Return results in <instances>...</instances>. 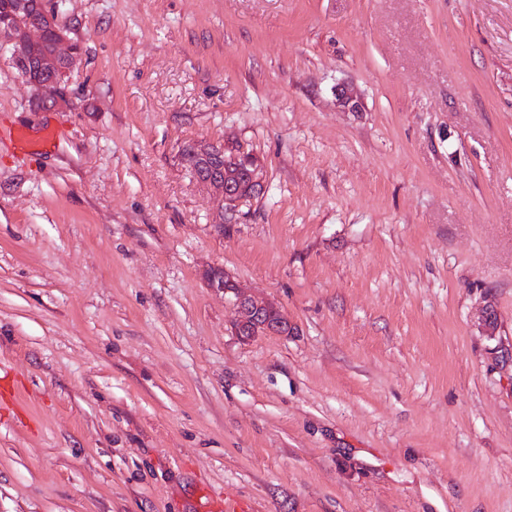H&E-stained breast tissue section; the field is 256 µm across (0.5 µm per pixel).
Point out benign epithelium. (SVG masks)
Wrapping results in <instances>:
<instances>
[{"instance_id":"7a95c632","label":"benign epithelium","mask_w":512,"mask_h":512,"mask_svg":"<svg viewBox=\"0 0 512 512\" xmlns=\"http://www.w3.org/2000/svg\"><path fill=\"white\" fill-rule=\"evenodd\" d=\"M38 13H29L28 0H16L15 10L0 18V45L8 48L13 58L23 57L28 49L42 41L49 30L55 34L51 53L43 59V66L62 65L58 84L51 89L26 75L34 90L33 104L40 107L42 100L50 99L52 104L61 109L71 105L68 86L71 72L81 48L63 27L58 19L59 7L63 0H38ZM337 104L349 112L360 110L361 101L354 90L339 88ZM186 149L196 154L205 162H220L222 175L193 173V178L204 188L221 197L227 209L236 207L241 200L254 195L261 187V173L253 157L240 150H229V145L217 147L203 142H193ZM207 287L215 293L232 297L237 308L238 318L232 326V333L243 340H249L260 334L286 336L293 331L279 306L272 300L257 297L246 291L224 269L211 267L204 272Z\"/></svg>"}]
</instances>
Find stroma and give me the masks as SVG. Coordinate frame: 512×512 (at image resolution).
Masks as SVG:
<instances>
[{
	"instance_id": "obj_1",
	"label": "stroma",
	"mask_w": 512,
	"mask_h": 512,
	"mask_svg": "<svg viewBox=\"0 0 512 512\" xmlns=\"http://www.w3.org/2000/svg\"><path fill=\"white\" fill-rule=\"evenodd\" d=\"M59 21L67 110L0 50V130L61 133L0 139V512H512V0ZM193 141L261 192L225 210ZM212 266L293 332L233 335ZM231 147L227 144H224V147H217L208 143L193 142L183 149H188L193 154L184 151L181 155V163L189 172L191 168L211 172L210 168L201 166L203 162L197 156L205 162L221 163L222 176L199 174L195 171L191 173L200 185L221 197L228 210L235 208L241 200L254 195L261 187V173L257 162L253 163V157L242 150L230 151L228 148Z\"/></svg>"
}]
</instances>
